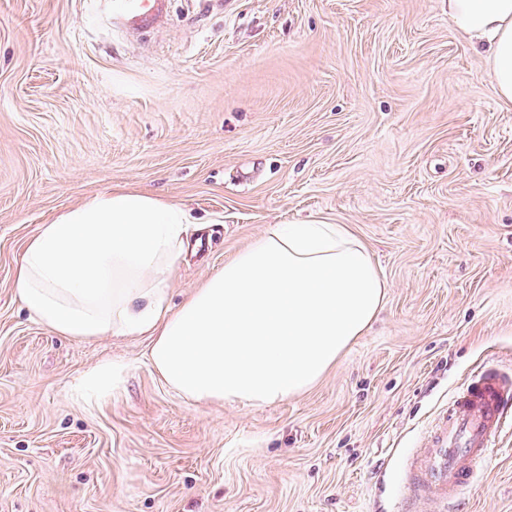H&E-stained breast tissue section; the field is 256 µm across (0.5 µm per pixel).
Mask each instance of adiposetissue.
<instances>
[{
    "label": "adipose tissue",
    "instance_id": "obj_1",
    "mask_svg": "<svg viewBox=\"0 0 512 512\" xmlns=\"http://www.w3.org/2000/svg\"><path fill=\"white\" fill-rule=\"evenodd\" d=\"M448 17L512 104V0H448ZM189 222L180 205L136 191L88 195L26 243L16 291L57 335L151 338L153 367L185 399L253 406L311 389L383 307L367 245L316 219L269 225L170 309Z\"/></svg>",
    "mask_w": 512,
    "mask_h": 512
}]
</instances>
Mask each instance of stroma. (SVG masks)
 <instances>
[{"label": "stroma", "mask_w": 512, "mask_h": 512, "mask_svg": "<svg viewBox=\"0 0 512 512\" xmlns=\"http://www.w3.org/2000/svg\"><path fill=\"white\" fill-rule=\"evenodd\" d=\"M172 4L126 36L84 0H0V512H442L423 437L474 371L512 368V104L448 0ZM116 185L194 219L171 307L314 218L368 245L384 306L300 396L190 402L148 337L55 335L16 292L42 225ZM459 504L512 512V429Z\"/></svg>", "instance_id": "stroma-1"}]
</instances>
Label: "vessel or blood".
Returning <instances> with one entry per match:
<instances>
[{"label":"vessel or blood","instance_id":"b4317fda","mask_svg":"<svg viewBox=\"0 0 512 512\" xmlns=\"http://www.w3.org/2000/svg\"><path fill=\"white\" fill-rule=\"evenodd\" d=\"M120 31L160 25L171 0H99ZM512 422V374L487 366L472 374L450 399L431 429L420 458L419 484L432 496L456 503L476 470L489 458L491 443Z\"/></svg>","mask_w":512,"mask_h":512}]
</instances>
